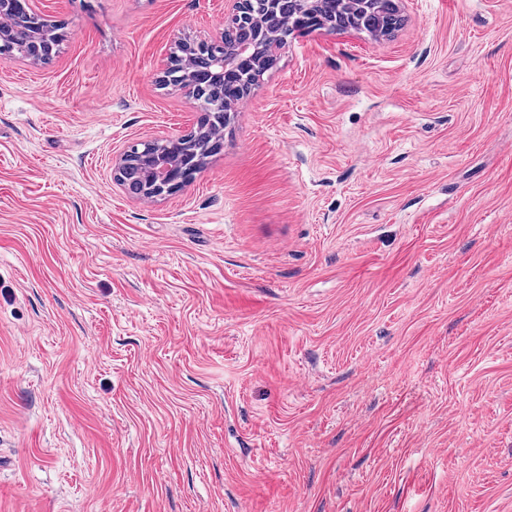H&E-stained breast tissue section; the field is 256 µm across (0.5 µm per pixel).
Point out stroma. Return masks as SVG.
<instances>
[{"label":"stroma","mask_w":512,"mask_h":512,"mask_svg":"<svg viewBox=\"0 0 512 512\" xmlns=\"http://www.w3.org/2000/svg\"><path fill=\"white\" fill-rule=\"evenodd\" d=\"M292 35L181 191L112 160L224 0H33L0 62V512H512V0ZM31 2V0L0 1V15L6 9H10L13 14L9 20L1 17L4 21L0 24V43L4 48V43L12 41L17 30L25 29L28 33L27 50L24 43L20 42L15 48V53L23 56L27 51L29 59L26 60L38 63V59L42 58L47 50L48 39L42 25L46 20L32 8Z\"/></svg>","instance_id":"35a3bbf8"}]
</instances>
